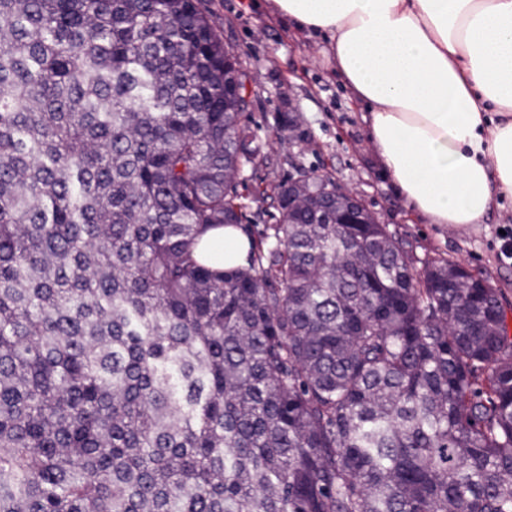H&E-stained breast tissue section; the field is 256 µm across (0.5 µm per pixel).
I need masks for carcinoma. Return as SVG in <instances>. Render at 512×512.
Segmentation results:
<instances>
[{
    "mask_svg": "<svg viewBox=\"0 0 512 512\" xmlns=\"http://www.w3.org/2000/svg\"><path fill=\"white\" fill-rule=\"evenodd\" d=\"M201 0H0V512H512L497 291L264 161ZM219 245L224 251V260L221 263H212L208 260L210 246ZM251 247V240L242 228L225 227L209 231L205 234L196 250V257L201 262L212 263L217 267L228 268L243 265L247 262V254Z\"/></svg>",
    "mask_w": 512,
    "mask_h": 512,
    "instance_id": "obj_1",
    "label": "carcinoma"
}]
</instances>
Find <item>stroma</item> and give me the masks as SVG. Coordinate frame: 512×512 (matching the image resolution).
<instances>
[{"label":"stroma","mask_w":512,"mask_h":512,"mask_svg":"<svg viewBox=\"0 0 512 512\" xmlns=\"http://www.w3.org/2000/svg\"><path fill=\"white\" fill-rule=\"evenodd\" d=\"M204 6L238 57L252 98L249 119L270 159L245 175L241 194L248 211L272 208V199H257L256 189H270L291 173L292 159H300L307 169L330 174L360 198L418 257L442 255L484 277L512 313V263L498 259L499 229L512 225L511 199H504L486 223L465 229L424 223L382 175L366 137L365 107L351 99L324 53L323 40L299 37L255 0H205ZM289 112L309 134L303 147L288 142L281 117Z\"/></svg>","instance_id":"stroma-1"}]
</instances>
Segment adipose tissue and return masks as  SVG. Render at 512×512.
Here are the masks:
<instances>
[{"label":"adipose tissue","mask_w":512,"mask_h":512,"mask_svg":"<svg viewBox=\"0 0 512 512\" xmlns=\"http://www.w3.org/2000/svg\"><path fill=\"white\" fill-rule=\"evenodd\" d=\"M324 53L351 99L384 177L425 223L482 224L512 198V0H267ZM243 265L237 227L205 234L206 260Z\"/></svg>","instance_id":"1"}]
</instances>
